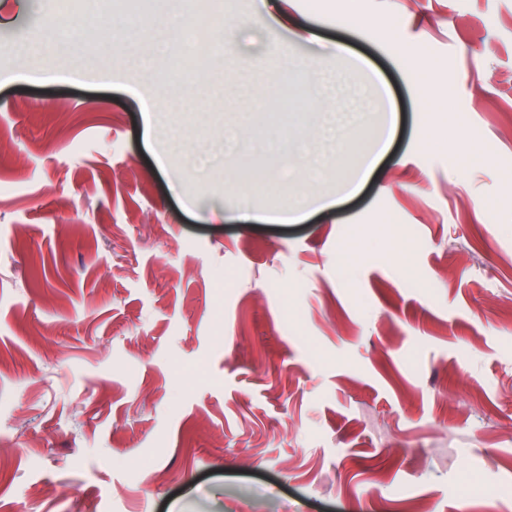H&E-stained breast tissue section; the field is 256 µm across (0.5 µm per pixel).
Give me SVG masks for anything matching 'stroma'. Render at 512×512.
<instances>
[{
    "mask_svg": "<svg viewBox=\"0 0 512 512\" xmlns=\"http://www.w3.org/2000/svg\"><path fill=\"white\" fill-rule=\"evenodd\" d=\"M222 3L163 169L181 0H0V512H512V0ZM241 217L269 224H295L302 219V214L300 210H294L288 204H285L271 207L267 209L265 214H244Z\"/></svg>",
    "mask_w": 512,
    "mask_h": 512,
    "instance_id": "obj_1",
    "label": "stroma"
}]
</instances>
